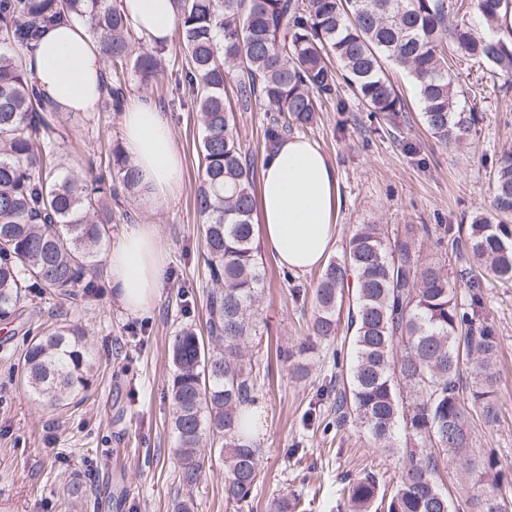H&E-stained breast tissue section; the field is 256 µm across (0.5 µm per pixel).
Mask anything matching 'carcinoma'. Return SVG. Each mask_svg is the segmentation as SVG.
<instances>
[{
	"instance_id": "1",
	"label": "carcinoma",
	"mask_w": 512,
	"mask_h": 512,
	"mask_svg": "<svg viewBox=\"0 0 512 512\" xmlns=\"http://www.w3.org/2000/svg\"><path fill=\"white\" fill-rule=\"evenodd\" d=\"M175 34L187 59L175 91L193 96L202 127V172L195 205L205 233L207 338L182 328L171 347L172 424L179 483L200 480L203 440L224 462V501L234 512L249 502L259 475L258 448L240 435L244 408L254 402L257 375L245 348L257 332L264 288L253 215L254 161L234 133L227 107L235 94L243 110L270 113L265 149L292 128L316 121L322 104L346 106L344 80L365 109L396 122L405 105L386 73L407 72L422 120L440 143L457 145L478 122L460 107L453 59L489 65L512 88V30L499 33L512 0H176ZM84 22L104 45L115 73L132 70L150 82L163 73L158 51L147 49L110 0H0V321L21 317L27 292L75 299L95 288L100 248L120 191L138 193L134 169L112 150L119 185L62 173L56 149V109L43 103L23 63L43 29L65 17ZM107 106L119 112L121 81L107 88ZM490 213L467 229L443 228L451 250L465 251L487 276L512 281V152L492 172ZM416 228L390 239L379 224H359L342 254L322 270L314 291L310 334L297 350L276 358L303 378L300 357L338 331L345 291L352 288L353 362L336 390V419L355 417L373 443L402 451L403 471L387 512H453L443 491L448 455L477 479L495 466L473 453L471 418L499 422L495 361L499 338L483 312L479 280H468L466 302L448 271L424 263ZM471 385L463 384L462 365ZM92 349L73 321L48 325L27 347V386L51 407H62L90 385ZM380 492L373 472L344 483L350 512H369ZM492 494H474L468 512L491 510Z\"/></svg>"
}]
</instances>
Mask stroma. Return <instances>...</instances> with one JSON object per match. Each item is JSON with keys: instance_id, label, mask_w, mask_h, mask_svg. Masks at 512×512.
<instances>
[{"instance_id": "obj_1", "label": "stroma", "mask_w": 512, "mask_h": 512, "mask_svg": "<svg viewBox=\"0 0 512 512\" xmlns=\"http://www.w3.org/2000/svg\"><path fill=\"white\" fill-rule=\"evenodd\" d=\"M185 59L177 39L166 49L167 71L152 83L126 72L128 94H149L167 119L183 156L184 177L165 207L154 214L139 208L132 196L115 207L113 235L126 223L155 224L165 249L161 296L146 313L124 310L99 278L91 296L59 303L32 293L25 301L39 320L75 319L85 326L96 372L78 402L50 408L26 388L19 359L29 341L19 324L0 323V512H173L183 495L173 450L171 426V346L176 332L195 325L205 332V293L210 285L202 258V220L194 197L198 185L201 128L190 102L172 104L174 78ZM459 87L467 89L465 109L479 122L467 140L447 146L426 130L410 77L398 69L388 75L408 110L397 124L371 118L348 88L340 95L345 111L325 105L318 122L304 136L335 160L341 177L342 207L332 255H339L356 225L379 224L389 235L405 226L428 228L421 258L442 262L451 280L483 275L470 255L437 248L435 240L448 224L466 225L487 211L490 173L500 155L512 150V92L500 93L489 68L455 64ZM266 114L261 106L238 112L235 132L243 151L254 160L264 154ZM57 150L75 174L87 179L112 175V148L120 144L118 113L98 108L92 115L62 112L56 117ZM264 288L258 306V333L248 355L259 369L255 394L266 414V431L258 438L260 473L242 512H268L277 498L300 499L306 512H337L336 499L346 477L378 474L392 488L401 473L399 454L371 446L356 419L332 427V402L319 396L335 378V353L350 334L340 323L335 338L319 344L308 357L306 379L291 375L275 350L297 343L308 333L312 304L298 301L293 289L313 292L319 272L298 274L262 257ZM484 315L499 337L496 360L500 419L471 426L474 453L494 454L496 472L480 482L462 479L449 462L444 484L457 512H467L468 498L492 492L512 512V282H485ZM296 456H288V449ZM81 493H68L71 485ZM194 512H226L224 464L206 454L200 482L189 492Z\"/></svg>"}]
</instances>
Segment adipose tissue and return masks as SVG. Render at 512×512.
<instances>
[{
	"label": "adipose tissue",
	"mask_w": 512,
	"mask_h": 512,
	"mask_svg": "<svg viewBox=\"0 0 512 512\" xmlns=\"http://www.w3.org/2000/svg\"><path fill=\"white\" fill-rule=\"evenodd\" d=\"M120 8L149 43L168 41L176 24L175 0H121ZM104 58L102 46L70 20L45 29L26 67L56 110L90 113L106 93ZM119 123L123 148L138 173V205L156 211L183 178L170 126L144 94L127 100ZM340 204L337 165L314 141L285 137L263 160L256 222L266 251L280 266L304 273L324 263L335 243ZM106 262L122 307L148 312L160 297L165 272L156 225H126Z\"/></svg>",
	"instance_id": "obj_1"
}]
</instances>
